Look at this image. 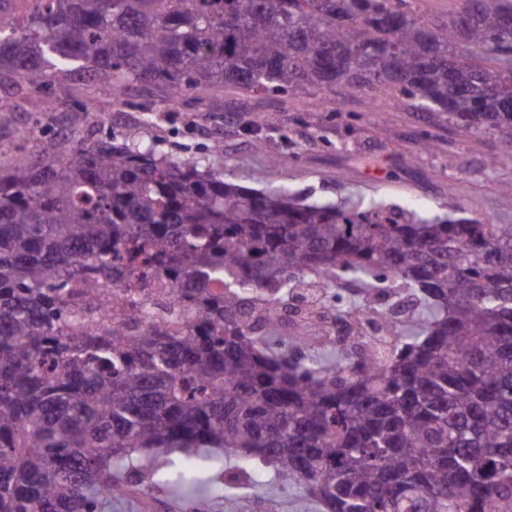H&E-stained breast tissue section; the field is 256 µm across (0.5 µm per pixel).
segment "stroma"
<instances>
[{
    "instance_id": "35a3bbf8",
    "label": "stroma",
    "mask_w": 512,
    "mask_h": 512,
    "mask_svg": "<svg viewBox=\"0 0 512 512\" xmlns=\"http://www.w3.org/2000/svg\"><path fill=\"white\" fill-rule=\"evenodd\" d=\"M133 96L114 99L99 82L62 78L48 85L22 80L0 84V159L33 162V145L15 134L36 128L44 145H64L72 133L92 139L156 140L163 153L201 156L205 166L240 186L287 189L311 201L384 204L414 209L426 217L446 215L456 197L465 218L512 224V153L488 132L469 133L440 112L375 104L370 92L315 88L295 95H249L216 87L206 94L172 98L168 89L137 84ZM33 98L50 100L45 112L28 111ZM335 99V110L322 102ZM430 137L433 147L416 143ZM223 150H214L215 141ZM209 483L197 490L158 486L153 501L137 489L150 472L125 474L129 486L109 512H323L296 487L279 496L264 488L234 487L207 462Z\"/></svg>"
}]
</instances>
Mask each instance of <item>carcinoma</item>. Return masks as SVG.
<instances>
[{"label":"carcinoma","mask_w":512,"mask_h":512,"mask_svg":"<svg viewBox=\"0 0 512 512\" xmlns=\"http://www.w3.org/2000/svg\"><path fill=\"white\" fill-rule=\"evenodd\" d=\"M512 0L447 23L407 0H36L0 77L175 97L340 86L512 152ZM0 166V512H102L136 458L224 453L325 512H512V224L311 202L144 138ZM169 282L144 307L118 284ZM363 315L356 351L281 333Z\"/></svg>","instance_id":"1"}]
</instances>
